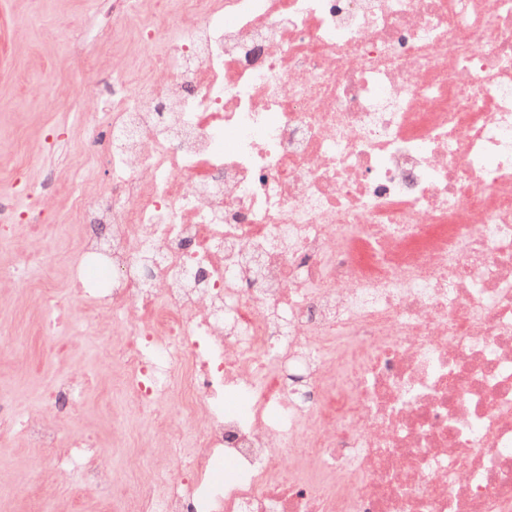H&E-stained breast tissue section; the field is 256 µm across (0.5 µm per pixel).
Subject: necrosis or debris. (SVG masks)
<instances>
[{
    "instance_id": "necrosis-or-debris-1",
    "label": "necrosis or debris",
    "mask_w": 512,
    "mask_h": 512,
    "mask_svg": "<svg viewBox=\"0 0 512 512\" xmlns=\"http://www.w3.org/2000/svg\"><path fill=\"white\" fill-rule=\"evenodd\" d=\"M138 14L61 187L112 423L183 463L117 512H512V0H113L104 40ZM4 242L51 257L9 201Z\"/></svg>"
}]
</instances>
